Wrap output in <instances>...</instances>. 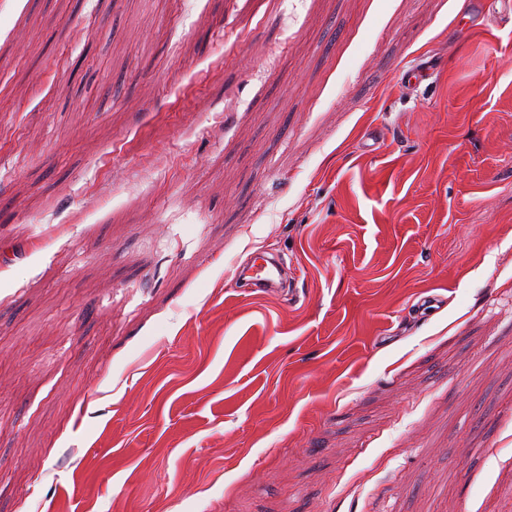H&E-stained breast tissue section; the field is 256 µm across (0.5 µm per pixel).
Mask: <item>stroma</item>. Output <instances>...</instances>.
Wrapping results in <instances>:
<instances>
[{
    "mask_svg": "<svg viewBox=\"0 0 512 512\" xmlns=\"http://www.w3.org/2000/svg\"><path fill=\"white\" fill-rule=\"evenodd\" d=\"M0 512H512V11L6 0ZM259 259L262 263L257 265ZM236 276L239 280L245 281L250 288L273 291L281 287L285 272L278 260L267 257L264 252L256 251L236 268Z\"/></svg>",
    "mask_w": 512,
    "mask_h": 512,
    "instance_id": "stroma-1",
    "label": "stroma"
}]
</instances>
